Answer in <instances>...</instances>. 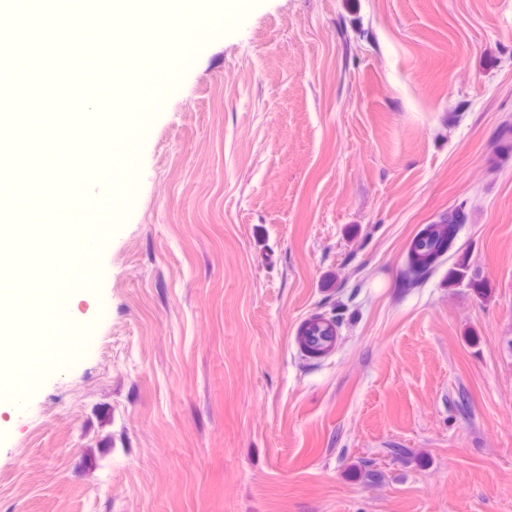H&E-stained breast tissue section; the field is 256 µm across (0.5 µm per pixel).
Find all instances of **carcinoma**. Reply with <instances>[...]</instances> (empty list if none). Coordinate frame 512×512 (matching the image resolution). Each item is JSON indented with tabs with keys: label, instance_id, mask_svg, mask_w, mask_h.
<instances>
[{
	"label": "carcinoma",
	"instance_id": "obj_1",
	"mask_svg": "<svg viewBox=\"0 0 512 512\" xmlns=\"http://www.w3.org/2000/svg\"><path fill=\"white\" fill-rule=\"evenodd\" d=\"M496 150L507 161L512 159V123L504 121L500 127ZM467 214L461 208L448 213L439 224H429L412 240L408 252V271L415 283L423 281L451 250L459 225L466 223ZM302 336H335L336 321L316 316L306 322L300 330Z\"/></svg>",
	"mask_w": 512,
	"mask_h": 512
}]
</instances>
